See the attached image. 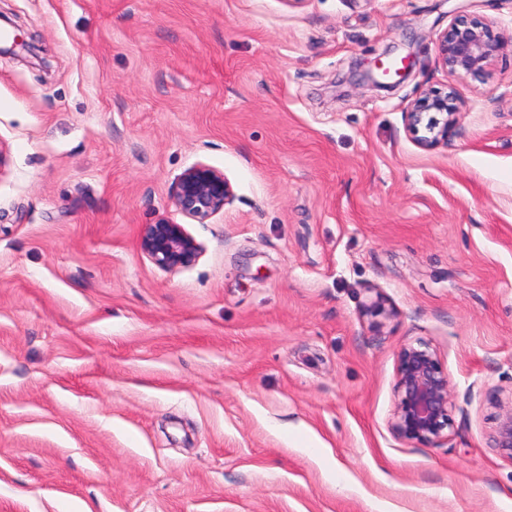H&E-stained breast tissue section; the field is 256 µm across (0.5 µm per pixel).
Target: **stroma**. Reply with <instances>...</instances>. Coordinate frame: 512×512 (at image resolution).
I'll list each match as a JSON object with an SVG mask.
<instances>
[{
  "instance_id": "obj_1",
  "label": "stroma",
  "mask_w": 512,
  "mask_h": 512,
  "mask_svg": "<svg viewBox=\"0 0 512 512\" xmlns=\"http://www.w3.org/2000/svg\"><path fill=\"white\" fill-rule=\"evenodd\" d=\"M0 11L50 63L0 59V512H512V52L455 82L446 145L404 130L439 33L510 36L512 0ZM199 162L235 198L170 272L141 232ZM419 340L453 400L427 448L388 429ZM498 413L491 432L492 448L512 461V392L505 399L496 400Z\"/></svg>"
}]
</instances>
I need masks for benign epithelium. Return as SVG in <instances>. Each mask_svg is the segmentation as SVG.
Returning <instances> with one entry per match:
<instances>
[{
  "mask_svg": "<svg viewBox=\"0 0 512 512\" xmlns=\"http://www.w3.org/2000/svg\"><path fill=\"white\" fill-rule=\"evenodd\" d=\"M512 43L488 20L459 15L437 38V59L449 76L481 80L487 68ZM34 43L16 35L0 44V57L22 61L35 55ZM464 107L456 86L423 92L405 112V133L419 148L433 150L448 144V135ZM234 198L224 173L204 163L186 169L174 182L170 199L175 210L204 222L224 210ZM140 250L156 266L177 270L190 266L201 254V246L183 225L162 218L145 226ZM395 395L389 430L401 441L424 447L448 438L453 427L448 373L433 349L423 342L401 347L395 360ZM498 413L491 432L492 447L512 461V394L496 400Z\"/></svg>",
  "mask_w": 512,
  "mask_h": 512,
  "instance_id": "benign-epithelium-1",
  "label": "benign epithelium"
}]
</instances>
